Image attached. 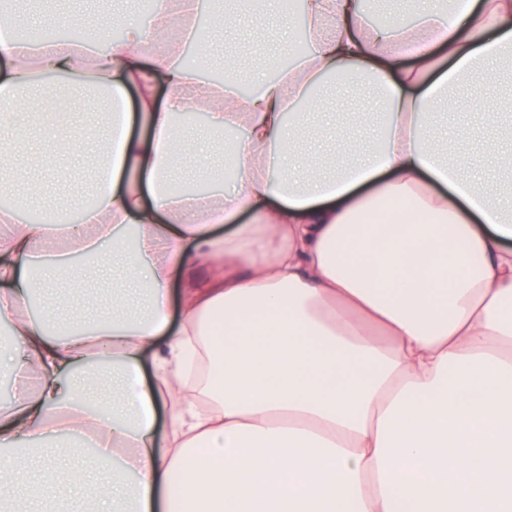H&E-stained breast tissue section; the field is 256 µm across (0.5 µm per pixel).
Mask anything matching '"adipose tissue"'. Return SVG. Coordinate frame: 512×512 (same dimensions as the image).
Returning <instances> with one entry per match:
<instances>
[{"instance_id":"1","label":"adipose tissue","mask_w":512,"mask_h":512,"mask_svg":"<svg viewBox=\"0 0 512 512\" xmlns=\"http://www.w3.org/2000/svg\"><path fill=\"white\" fill-rule=\"evenodd\" d=\"M414 5V24L378 25L366 0H305L306 52L217 83L181 61L210 41L201 0H154L102 51L20 44V17L0 13L10 110L39 74L108 97L93 203L51 197L25 222L18 192L0 211V322L17 342L0 368L20 388L0 402V447L32 442L47 462L0 460V512H64L88 480L54 460L91 438L112 484L95 512H512V201L479 186L473 155L441 153L431 121L467 94L496 114L487 73L512 61V0ZM338 87L367 88L383 123L361 159L303 165L305 111ZM191 111L209 137L234 133L232 190L169 189L196 164L178 147ZM33 129L73 138L42 112L0 138V162ZM108 259L122 279L107 319L59 331L52 309L32 313L59 271L92 278ZM193 343L210 359L200 391L182 382Z\"/></svg>"}]
</instances>
